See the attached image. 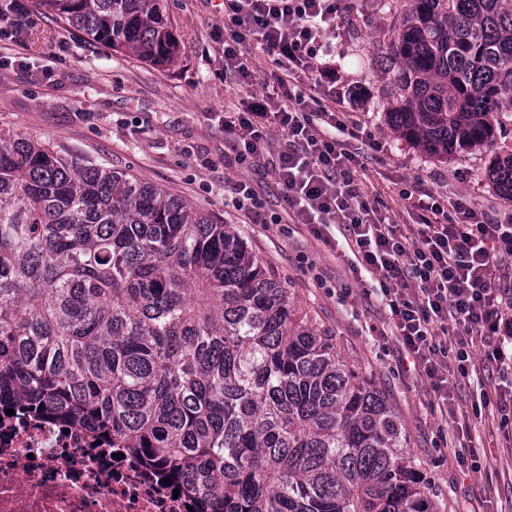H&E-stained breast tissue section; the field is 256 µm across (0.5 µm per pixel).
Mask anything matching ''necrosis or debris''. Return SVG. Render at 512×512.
<instances>
[{
	"mask_svg": "<svg viewBox=\"0 0 512 512\" xmlns=\"http://www.w3.org/2000/svg\"><path fill=\"white\" fill-rule=\"evenodd\" d=\"M134 454L51 417H0V512H200Z\"/></svg>",
	"mask_w": 512,
	"mask_h": 512,
	"instance_id": "obj_1",
	"label": "necrosis or debris"
}]
</instances>
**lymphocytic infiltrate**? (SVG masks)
I'll use <instances>...</instances> for the list:
<instances>
[{"mask_svg": "<svg viewBox=\"0 0 512 512\" xmlns=\"http://www.w3.org/2000/svg\"><path fill=\"white\" fill-rule=\"evenodd\" d=\"M339 10V0H224L225 70L247 82L245 53H272L285 97L280 105L268 95L251 100L225 121L224 132L239 164L270 157L295 223L330 247L339 242L333 226L343 227L357 269L379 284L404 369L426 377L444 407L451 375L468 377L475 350L512 377V224L491 223L468 200L445 207L433 197L418 202L422 222L407 234L370 205L345 146L346 116L335 94L317 95L336 82L327 58ZM271 127L288 138L287 149L273 156ZM447 330L453 343L439 339Z\"/></svg>", "mask_w": 512, "mask_h": 512, "instance_id": "f902f5d3", "label": "lymphocytic infiltrate"}]
</instances>
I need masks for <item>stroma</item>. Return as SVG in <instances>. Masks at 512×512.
I'll use <instances>...</instances> for the list:
<instances>
[{
    "mask_svg": "<svg viewBox=\"0 0 512 512\" xmlns=\"http://www.w3.org/2000/svg\"><path fill=\"white\" fill-rule=\"evenodd\" d=\"M31 5L34 0H25ZM330 40L335 47L339 107L361 128L348 148L362 163L358 180L390 222L412 229L420 210L399 196L469 198L491 221L512 217V199L485 177L495 156L512 154V119L502 118L486 146L442 159L402 139L386 121L391 76L379 56L400 23L382 0H342ZM179 52L174 64L152 65L111 51L33 9L35 25L0 51V131L88 156L182 199L217 224L236 225L254 252L290 288L296 304L333 336L341 354L362 369L396 409L406 453L427 482L438 512H512V404L500 407L496 372L454 382L448 406L461 428L445 445L437 401L425 377L402 370L390 315L372 283L349 258L293 223L270 166L239 165L224 138L222 116L250 95H276L275 55L244 58L243 84L224 72L223 0H165ZM378 148H371V140ZM256 192L270 224L228 206L233 184ZM477 451V470L457 454Z\"/></svg>",
    "mask_w": 512,
    "mask_h": 512,
    "instance_id": "35a3bbf8",
    "label": "stroma"
}]
</instances>
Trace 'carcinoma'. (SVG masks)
Here are the masks:
<instances>
[{
    "mask_svg": "<svg viewBox=\"0 0 512 512\" xmlns=\"http://www.w3.org/2000/svg\"><path fill=\"white\" fill-rule=\"evenodd\" d=\"M165 0H35L154 65ZM403 13L386 119L427 154L512 112V0ZM487 176L512 198V154ZM128 448L207 512H434L386 396L300 312L232 224L133 175L0 131V411Z\"/></svg>",
    "mask_w": 512,
    "mask_h": 512,
    "instance_id": "1",
    "label": "carcinoma"
}]
</instances>
